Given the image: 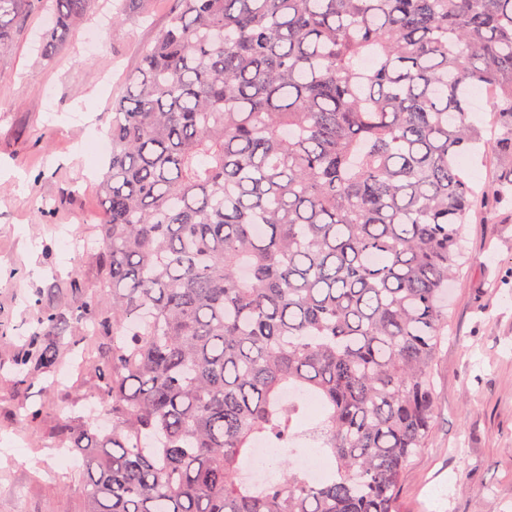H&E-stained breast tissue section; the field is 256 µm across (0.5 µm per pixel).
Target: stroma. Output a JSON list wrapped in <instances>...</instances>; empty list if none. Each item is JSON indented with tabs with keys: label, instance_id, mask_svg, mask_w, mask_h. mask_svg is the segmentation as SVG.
<instances>
[{
	"label": "stroma",
	"instance_id": "stroma-1",
	"mask_svg": "<svg viewBox=\"0 0 512 512\" xmlns=\"http://www.w3.org/2000/svg\"><path fill=\"white\" fill-rule=\"evenodd\" d=\"M176 0H144L139 18L112 23L114 0H98L84 30L102 36L87 52L75 33L52 59L39 54L51 13H26L13 51L0 58V435L20 450L0 456V512H84L81 465L47 451L56 413L26 423L22 405L84 403L88 379L16 384L7 374L29 336L33 304L71 300V273L97 281L95 256L65 253L70 231L94 239L103 218L106 158L87 162L79 146L105 135L112 99L136 69ZM56 112L47 116L46 99ZM468 255L449 290L448 337L433 365L440 403L435 426L403 474L398 512H512V203L494 219L473 209L463 226Z\"/></svg>",
	"mask_w": 512,
	"mask_h": 512
}]
</instances>
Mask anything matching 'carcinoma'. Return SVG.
Instances as JSON below:
<instances>
[{
	"instance_id": "carcinoma-1",
	"label": "carcinoma",
	"mask_w": 512,
	"mask_h": 512,
	"mask_svg": "<svg viewBox=\"0 0 512 512\" xmlns=\"http://www.w3.org/2000/svg\"><path fill=\"white\" fill-rule=\"evenodd\" d=\"M31 2L0 0V55ZM94 5L48 0L44 58ZM108 137L96 290L34 304L14 364L50 378L70 328L103 339L84 365L112 429L57 427L85 512H397L439 408L462 224L512 200V0H179ZM481 148L502 157L486 199L460 166ZM260 440L320 449L325 478L284 458L245 481ZM470 120L483 130L486 139L498 136V128L493 117L489 112V103L487 97L479 90H473L470 94Z\"/></svg>"
}]
</instances>
